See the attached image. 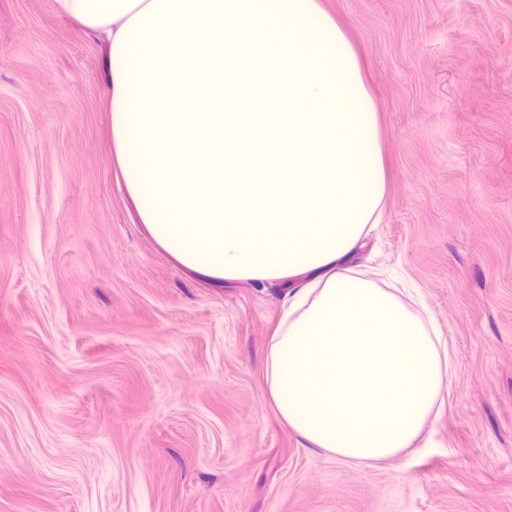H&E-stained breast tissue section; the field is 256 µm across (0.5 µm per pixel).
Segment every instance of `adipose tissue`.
I'll list each match as a JSON object with an SVG mask.
<instances>
[{
	"label": "adipose tissue",
	"mask_w": 512,
	"mask_h": 512,
	"mask_svg": "<svg viewBox=\"0 0 512 512\" xmlns=\"http://www.w3.org/2000/svg\"><path fill=\"white\" fill-rule=\"evenodd\" d=\"M105 37L112 146L158 244L217 281L284 283L270 397L310 446L396 457L439 410L430 319L353 269L384 210L375 104L319 0H53ZM284 112L235 113L253 79Z\"/></svg>",
	"instance_id": "1"
}]
</instances>
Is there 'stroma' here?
Here are the masks:
<instances>
[{"mask_svg":"<svg viewBox=\"0 0 512 512\" xmlns=\"http://www.w3.org/2000/svg\"><path fill=\"white\" fill-rule=\"evenodd\" d=\"M379 119L359 268L418 289L449 381L402 454L288 428L277 283L214 281L142 224L104 62L52 0H0V512H512V0H322Z\"/></svg>","mask_w":512,"mask_h":512,"instance_id":"35a3bbf8","label":"stroma"}]
</instances>
